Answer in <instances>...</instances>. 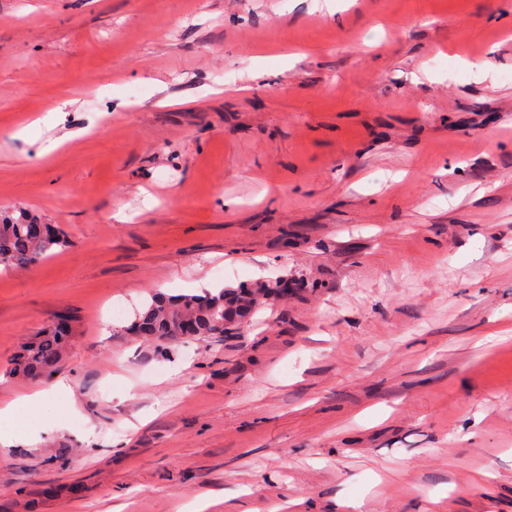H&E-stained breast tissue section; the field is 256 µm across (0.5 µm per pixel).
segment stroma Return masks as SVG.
Wrapping results in <instances>:
<instances>
[{"mask_svg": "<svg viewBox=\"0 0 512 512\" xmlns=\"http://www.w3.org/2000/svg\"><path fill=\"white\" fill-rule=\"evenodd\" d=\"M1 205L72 245L0 268V406L71 327L0 512H512V0H0ZM258 288L254 290L224 291L222 288H211V292L204 296L185 294L172 299L153 300L140 316L139 321L132 325L131 331L137 336L156 340H169L171 336L178 335L177 320L179 317L189 318L183 324V338L196 336V321L198 325L197 336H220L224 333V322L231 323L236 317H244L252 307H255L260 296L268 293L267 288L259 293ZM227 293H234L235 298L243 303L244 312L238 314L232 321H227L225 316V305ZM192 319V320H190ZM145 335H138V333ZM67 326L45 329L21 346L15 370L30 377H47L59 364L63 352V333Z\"/></svg>", "mask_w": 512, "mask_h": 512, "instance_id": "obj_1", "label": "stroma"}]
</instances>
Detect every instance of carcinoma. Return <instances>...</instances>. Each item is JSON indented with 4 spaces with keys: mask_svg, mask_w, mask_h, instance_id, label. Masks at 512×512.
Masks as SVG:
<instances>
[{
    "mask_svg": "<svg viewBox=\"0 0 512 512\" xmlns=\"http://www.w3.org/2000/svg\"><path fill=\"white\" fill-rule=\"evenodd\" d=\"M41 223L34 214L20 210L16 213L0 210V266L24 268L51 256L58 248L70 246V240L58 227L48 225L49 232L42 238H34L29 226ZM227 292L206 293L203 296L185 294L172 299L153 300L132 325L131 331L145 337L165 341L178 335L177 320L180 317L197 322L198 335H224L226 322L225 305ZM237 301L249 312L259 298L267 292L241 290L234 292ZM68 327L45 329L21 346L15 358V370L30 377H47L59 364L63 352V334Z\"/></svg>",
    "mask_w": 512,
    "mask_h": 512,
    "instance_id": "obj_1",
    "label": "carcinoma"
}]
</instances>
